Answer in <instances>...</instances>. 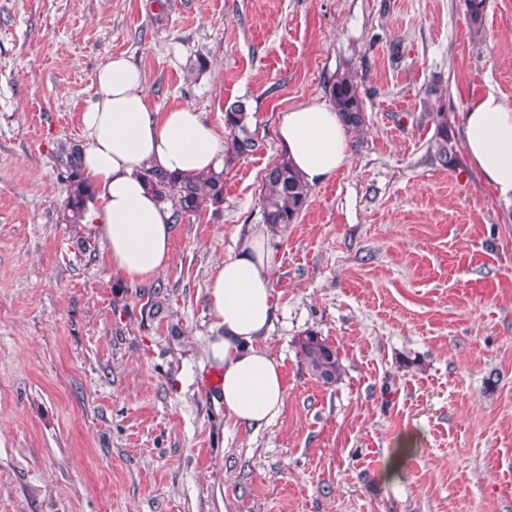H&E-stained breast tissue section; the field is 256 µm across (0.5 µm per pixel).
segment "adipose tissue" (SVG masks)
<instances>
[{"label":"adipose tissue","mask_w":512,"mask_h":512,"mask_svg":"<svg viewBox=\"0 0 512 512\" xmlns=\"http://www.w3.org/2000/svg\"><path fill=\"white\" fill-rule=\"evenodd\" d=\"M82 165L94 188L84 223L94 225L114 271L152 280L171 261L172 210L148 192L143 165L178 174L219 170L224 134L189 106L152 110L142 73L117 57L97 75L81 114ZM277 137L307 184L337 175L349 163L350 136L332 106L310 103L280 116ZM462 144L473 170L512 206V102L495 91L472 99L462 114ZM270 227L248 225L207 287L212 316L206 352L220 372L219 396L232 425L261 430L286 401L282 366L267 333L277 310L272 273L278 261Z\"/></svg>","instance_id":"obj_1"}]
</instances>
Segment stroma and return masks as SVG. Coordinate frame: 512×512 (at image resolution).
I'll return each instance as SVG.
<instances>
[{
  "instance_id": "1",
  "label": "stroma",
  "mask_w": 512,
  "mask_h": 512,
  "mask_svg": "<svg viewBox=\"0 0 512 512\" xmlns=\"http://www.w3.org/2000/svg\"><path fill=\"white\" fill-rule=\"evenodd\" d=\"M116 56L155 109L220 128L246 101L260 141L149 285L67 224L54 158ZM347 68L366 116L349 163L271 230L287 399L236 428L207 286L262 221L281 112L329 103ZM490 89L512 100V0H486L479 34L465 0H0V512H512V207L429 150L432 103L457 130ZM309 332L337 349L336 383L301 365Z\"/></svg>"
}]
</instances>
